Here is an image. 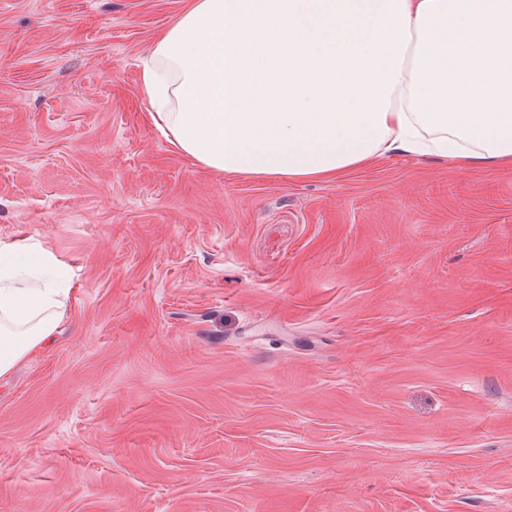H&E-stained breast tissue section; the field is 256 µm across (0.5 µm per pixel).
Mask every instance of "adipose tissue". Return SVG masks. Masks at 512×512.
Wrapping results in <instances>:
<instances>
[{"label":"adipose tissue","instance_id":"1","mask_svg":"<svg viewBox=\"0 0 512 512\" xmlns=\"http://www.w3.org/2000/svg\"><path fill=\"white\" fill-rule=\"evenodd\" d=\"M141 86L173 150L227 175L332 180L400 153L512 167V0H194ZM71 292L50 249L0 243V377Z\"/></svg>","mask_w":512,"mask_h":512}]
</instances>
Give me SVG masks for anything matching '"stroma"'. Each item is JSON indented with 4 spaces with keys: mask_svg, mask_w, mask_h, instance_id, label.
Returning <instances> with one entry per match:
<instances>
[{
    "mask_svg": "<svg viewBox=\"0 0 512 512\" xmlns=\"http://www.w3.org/2000/svg\"><path fill=\"white\" fill-rule=\"evenodd\" d=\"M189 4L0 0V240L73 288L0 512H512V169L197 165L140 84Z\"/></svg>",
    "mask_w": 512,
    "mask_h": 512,
    "instance_id": "35a3bbf8",
    "label": "stroma"
}]
</instances>
